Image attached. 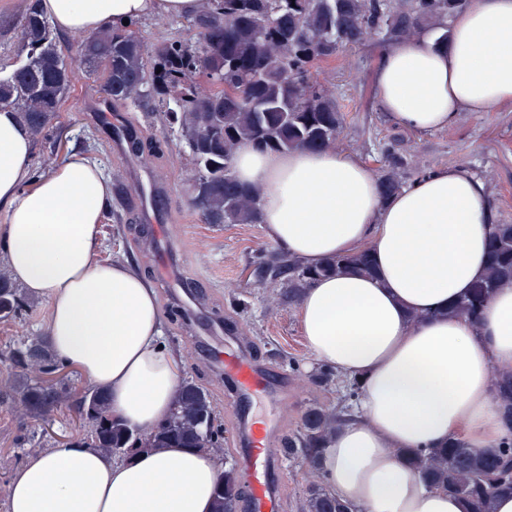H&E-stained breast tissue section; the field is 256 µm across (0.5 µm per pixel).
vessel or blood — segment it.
<instances>
[{"label": "vessel or blood", "mask_w": 512, "mask_h": 512, "mask_svg": "<svg viewBox=\"0 0 512 512\" xmlns=\"http://www.w3.org/2000/svg\"><path fill=\"white\" fill-rule=\"evenodd\" d=\"M206 333L217 340L211 348L210 357L218 372L230 378L241 395L264 394L278 397L279 391L267 371L259 368L252 356L236 345L223 344L224 324L212 321ZM268 425H257L254 432L239 440L237 456L249 487V506L252 512H281V499L276 492L279 468L275 462L277 454L269 436Z\"/></svg>", "instance_id": "obj_1"}]
</instances>
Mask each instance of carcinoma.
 <instances>
[{"mask_svg":"<svg viewBox=\"0 0 512 512\" xmlns=\"http://www.w3.org/2000/svg\"><path fill=\"white\" fill-rule=\"evenodd\" d=\"M467 0H210L189 20L204 42L163 40L147 52L136 23L107 28L82 37L74 53H63L52 37L50 24L29 0L20 19L26 61L0 78V110L18 112L20 120L38 136H50L52 122L70 91L77 69L102 80L105 100L114 106L127 101L157 113L159 120L178 127L192 154L195 174L191 204L208 224H257L259 199L234 174V157L242 144L258 149L323 150L336 146L343 124L335 90L318 77L319 65L347 47L374 37L391 43L414 36L421 26L440 30L438 42L448 41L451 20ZM37 102L42 111L31 110ZM385 171L379 190L388 198L404 185L400 170L406 160L390 145L383 152ZM488 272L449 312L473 318L480 307L505 284H512V224H499L488 243ZM344 269L369 274L366 251L338 256L309 268L285 254L263 256L262 279L288 277V301L298 300L312 280ZM25 295L0 265V320L22 311ZM31 344L21 341L0 349L21 371L15 394L33 403V418L45 420L40 380L24 367ZM497 399L512 431V374L497 379ZM81 401L90 406L85 444L121 458L138 448H209L214 441L215 412L210 394L194 382L183 383L178 404L153 435L143 439L112 417L105 396L87 390ZM347 406H313L301 430L288 438V455L306 465L308 484L304 512H353L322 478L321 457L336 425L345 420ZM404 460L426 486L461 498L467 512H491L493 498L512 492V439L494 453H478L460 442L427 453L406 451ZM241 488L237 470L221 473L215 512H238Z\"/></svg>","mask_w":512,"mask_h":512,"instance_id":"cac0c4a2","label":"carcinoma"}]
</instances>
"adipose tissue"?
<instances>
[{"label": "adipose tissue", "instance_id": "1", "mask_svg": "<svg viewBox=\"0 0 512 512\" xmlns=\"http://www.w3.org/2000/svg\"><path fill=\"white\" fill-rule=\"evenodd\" d=\"M203 0H41L55 27L97 33L126 20L196 14ZM373 82L377 105L405 128H448L461 113L512 106V0H468L447 44L426 30L387 45ZM33 137L0 111V262L47 303L57 364L81 369L113 416L151 433L174 408L178 357L163 343L155 290L126 262L103 261L101 221L110 187L74 153L29 183ZM234 172L260 194L267 239L303 265L368 251L373 272L314 281L297 308L316 360L360 383L353 416L322 459L328 488L356 512H465L425 487L402 457L458 441L500 448L511 431L494 375L512 372V286L475 319L449 307L485 277L498 222L484 179L438 166L389 199L375 173L338 148L259 150L242 145ZM209 448H151L131 459L82 439L38 449L11 467L6 512H212L219 480Z\"/></svg>", "mask_w": 512, "mask_h": 512}]
</instances>
